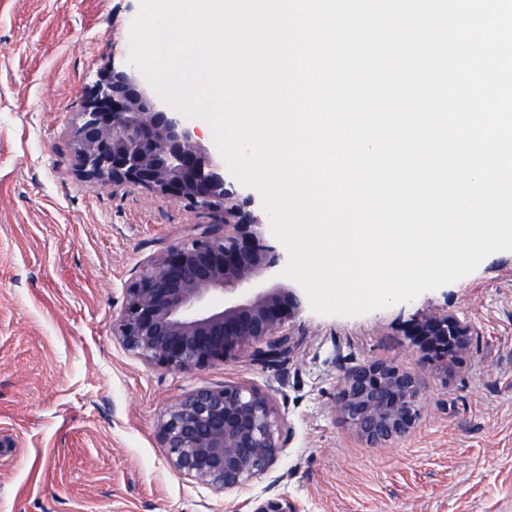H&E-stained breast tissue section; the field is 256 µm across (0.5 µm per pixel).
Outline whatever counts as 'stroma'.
<instances>
[{
  "mask_svg": "<svg viewBox=\"0 0 512 512\" xmlns=\"http://www.w3.org/2000/svg\"><path fill=\"white\" fill-rule=\"evenodd\" d=\"M140 0H0V512H512V252L361 315L304 306L287 349L184 373L112 334L144 264L213 213L81 172L88 92L130 53ZM450 312L471 343L417 350L412 319ZM383 361L424 383L420 417L388 444L336 410L344 376ZM269 393L288 429L278 462L221 493L169 466L168 405L206 386Z\"/></svg>",
  "mask_w": 512,
  "mask_h": 512,
  "instance_id": "1",
  "label": "stroma"
}]
</instances>
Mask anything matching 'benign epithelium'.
I'll return each mask as SVG.
<instances>
[{
  "label": "benign epithelium",
  "instance_id": "7a95c632",
  "mask_svg": "<svg viewBox=\"0 0 512 512\" xmlns=\"http://www.w3.org/2000/svg\"><path fill=\"white\" fill-rule=\"evenodd\" d=\"M76 131L85 174L127 183L218 215L189 240L150 259L112 320L113 336L145 363L169 371H203L245 356L286 349L285 327L302 309L305 289L275 282L285 254L227 187L224 163L195 139L181 112L126 70H110L86 100ZM469 326L451 314L413 319L412 344L448 357L443 331ZM419 380L384 362L343 378L337 408L371 444L414 426ZM158 438L170 467L217 492L238 491L278 461L288 431L272 398L247 386L201 387L171 403Z\"/></svg>",
  "mask_w": 512,
  "mask_h": 512
}]
</instances>
